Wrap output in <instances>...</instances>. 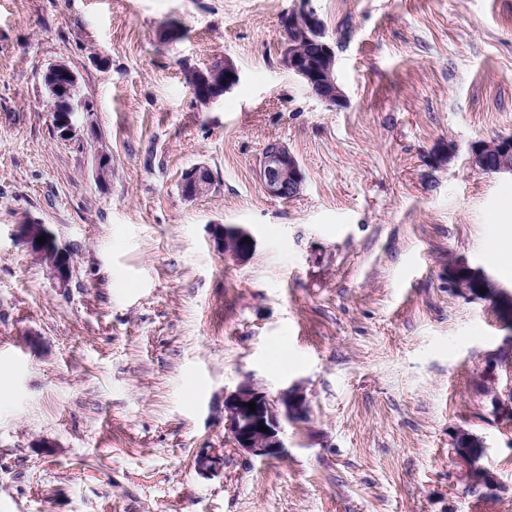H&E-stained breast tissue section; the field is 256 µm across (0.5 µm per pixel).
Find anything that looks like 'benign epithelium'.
<instances>
[{"instance_id":"obj_1","label":"benign epithelium","mask_w":512,"mask_h":512,"mask_svg":"<svg viewBox=\"0 0 512 512\" xmlns=\"http://www.w3.org/2000/svg\"><path fill=\"white\" fill-rule=\"evenodd\" d=\"M283 47L281 64L288 69L325 103L335 106L343 102L344 91L336 80L335 43L327 38L323 21L309 6V0H299L298 6L288 11L281 19ZM237 66L229 58L216 62L205 70L188 69L185 81L193 95L209 104L231 90L239 81ZM43 83L49 97L58 96L63 87L78 90V77L66 63H55L47 68ZM78 111L73 105L64 112L50 116L54 135L60 141H71L78 132ZM470 165L484 172L512 174V135H501L492 140L472 143L469 151ZM259 176L267 193L275 198L290 199L300 195L305 186V176L297 159L288 148L273 141L262 153ZM212 178L210 170L197 165L189 169L181 183L184 199L192 200L203 191L205 182ZM217 244L224 255L237 261L247 258L256 247L251 231L240 224L215 225ZM46 242L39 243V237ZM248 241H243V238ZM18 238L39 262L47 257H56L52 267V279L60 288L69 285L72 265L69 250L58 245L54 234L44 224L25 222L18 225ZM455 285L476 294L480 293L481 281L469 274L454 276ZM493 299L500 307L503 323L512 331V295L499 289ZM254 402L255 412H250L248 402ZM307 413L306 397L297 387L285 391L278 399L270 398L266 392L249 382L240 383L235 390L224 393V427L231 435L235 449L250 455L276 458L284 454L285 445L280 436L281 421L299 420ZM268 431L262 432L259 426ZM475 437L460 433L451 448V455L466 479V486L473 491H493L498 486L497 477L488 469L478 465L479 459L469 450ZM224 459V449L209 448L197 457V468L202 473L216 469Z\"/></svg>"}]
</instances>
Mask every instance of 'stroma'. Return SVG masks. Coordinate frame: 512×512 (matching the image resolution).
Wrapping results in <instances>:
<instances>
[{"label":"stroma","instance_id":"stroma-1","mask_svg":"<svg viewBox=\"0 0 512 512\" xmlns=\"http://www.w3.org/2000/svg\"><path fill=\"white\" fill-rule=\"evenodd\" d=\"M296 2L0 0V512H512V332L452 280L512 291L488 259L512 175L468 162L512 135V0H310L339 106L280 62ZM226 57L239 83L199 104L186 69ZM59 61L97 141L52 133ZM271 141L301 166L297 197L260 180ZM198 164L213 184L188 201ZM26 220L71 250L68 287L19 242ZM217 224L250 229L249 258L224 256ZM245 380L307 399L279 458L224 429ZM462 431L498 490L467 491ZM59 78L66 80L69 89L78 91V77L75 71L66 63H55L49 66L43 75V83L50 99L57 97L63 89ZM186 172V177L180 187L181 194L184 199L192 200L201 194L205 181H209L210 178H212V174L210 170L203 165L194 166Z\"/></svg>","mask_w":512,"mask_h":512}]
</instances>
